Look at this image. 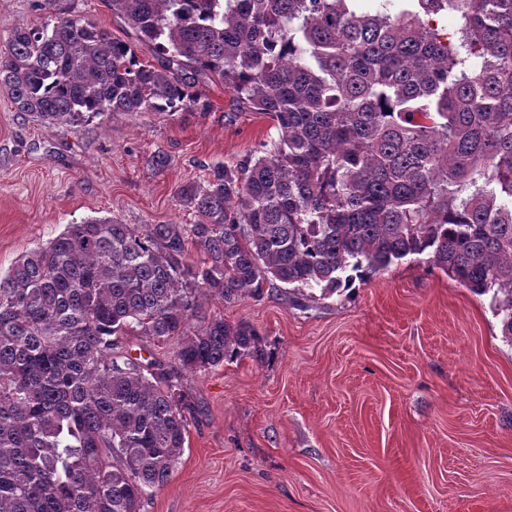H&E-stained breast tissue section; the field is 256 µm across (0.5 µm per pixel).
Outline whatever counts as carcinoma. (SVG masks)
Here are the masks:
<instances>
[{"label": "carcinoma", "mask_w": 512, "mask_h": 512, "mask_svg": "<svg viewBox=\"0 0 512 512\" xmlns=\"http://www.w3.org/2000/svg\"><path fill=\"white\" fill-rule=\"evenodd\" d=\"M358 2L109 0L132 40L65 12L11 32L0 88L47 128L205 112L218 81L278 138L178 190L196 223L89 218L0 277V512H141L198 413L184 372L265 358L247 322L189 333L205 297L313 302L426 253L512 344V0ZM124 350L143 365L161 362L165 365L177 363L176 354L179 348L177 339L153 340L145 336H126L123 339Z\"/></svg>", "instance_id": "carcinoma-1"}]
</instances>
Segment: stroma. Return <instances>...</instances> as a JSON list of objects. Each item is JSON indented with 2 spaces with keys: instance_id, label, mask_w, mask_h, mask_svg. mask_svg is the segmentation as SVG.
Here are the masks:
<instances>
[{
  "instance_id": "35a3bbf8",
  "label": "stroma",
  "mask_w": 512,
  "mask_h": 512,
  "mask_svg": "<svg viewBox=\"0 0 512 512\" xmlns=\"http://www.w3.org/2000/svg\"><path fill=\"white\" fill-rule=\"evenodd\" d=\"M131 36L106 0H62ZM205 112H117L48 129L0 89V275L67 225L192 224L177 190L277 136L209 84ZM165 154L164 167L153 163ZM266 356L188 372L200 411L142 512H512V344L487 297L414 255L299 307L291 295L205 301ZM142 364L178 340L128 336Z\"/></svg>"
}]
</instances>
